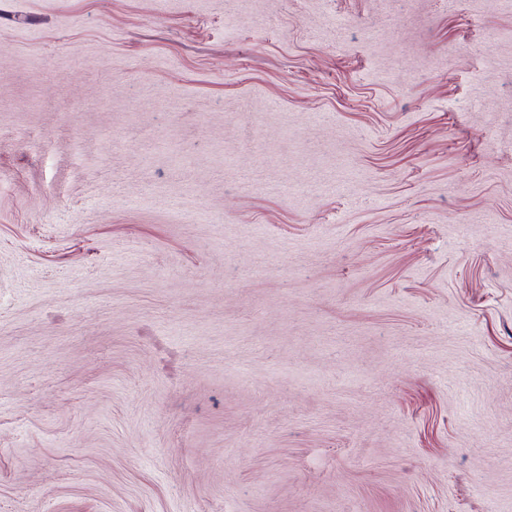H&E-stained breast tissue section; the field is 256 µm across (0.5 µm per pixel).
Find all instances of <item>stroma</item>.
Returning <instances> with one entry per match:
<instances>
[{"instance_id": "stroma-1", "label": "stroma", "mask_w": 512, "mask_h": 512, "mask_svg": "<svg viewBox=\"0 0 512 512\" xmlns=\"http://www.w3.org/2000/svg\"><path fill=\"white\" fill-rule=\"evenodd\" d=\"M0 512H512V0H0Z\"/></svg>"}]
</instances>
